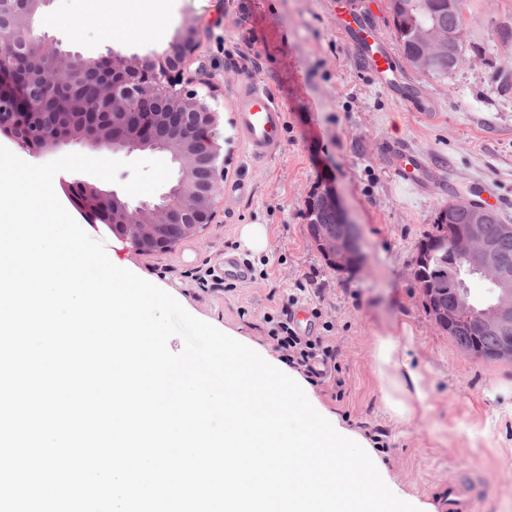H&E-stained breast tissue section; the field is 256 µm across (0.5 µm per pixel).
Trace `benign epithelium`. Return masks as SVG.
<instances>
[{
    "instance_id": "obj_1",
    "label": "benign epithelium",
    "mask_w": 512,
    "mask_h": 512,
    "mask_svg": "<svg viewBox=\"0 0 512 512\" xmlns=\"http://www.w3.org/2000/svg\"><path fill=\"white\" fill-rule=\"evenodd\" d=\"M192 29L179 37L167 50L148 58L124 56L114 50L97 59H84L58 48L46 35L35 33L34 20H29L19 34L1 27L0 42L18 47L33 61L32 70L21 75L6 64H0V131L9 135L25 150L39 152L53 150L69 142H78L93 152L157 151L172 145L181 150L172 154L179 165L180 177L176 184L156 202H140L132 206L122 201L116 192L103 191L89 184H81L82 195L89 201L83 208L90 222L101 209L107 211L112 222L124 228L121 238L141 249L151 245L164 250L173 244L168 226L179 224L183 235L196 233L217 217V197L224 177V165L219 163L221 147L214 140L219 123V112L210 103L214 95L201 96L183 83L185 66L194 54L196 43ZM422 51L412 58L413 66L424 70L431 57L443 48L448 49V66L457 64L455 45L465 40L459 31L450 35L436 28L422 27L416 31ZM103 78L106 88L97 101V112L78 127L59 126L48 133L39 146H29L30 140L21 134L31 121L41 116L50 102L59 105L66 101L77 65ZM174 100L177 120L171 122L167 114L157 108L159 101ZM168 123L166 141H159L157 127ZM314 205L332 213L336 231L317 238V247L326 262L340 271L358 266L362 255L351 224L336 192L329 186L317 188ZM489 213L474 210L470 227L460 233H451L441 225L428 248L441 251V257L465 255L472 271L481 274L496 288V301L483 310H468L465 303L431 308L436 323L456 326L468 323L476 330L495 329L503 340L495 351L479 349L470 355L482 360H512V268L504 265L497 253L495 240L484 235Z\"/></svg>"
}]
</instances>
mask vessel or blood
<instances>
[{"mask_svg": "<svg viewBox=\"0 0 512 512\" xmlns=\"http://www.w3.org/2000/svg\"><path fill=\"white\" fill-rule=\"evenodd\" d=\"M337 25L374 83L397 99L416 105L419 111H430L429 101L403 75L374 16L354 11L349 18L339 19ZM237 96L239 124L250 155L261 159L276 153L283 144L284 131V109L279 95L252 81L238 90ZM385 153L393 171L406 186L422 191L430 181L436 180V169L405 143L388 142ZM472 195L475 204L493 210L512 203L487 182L475 187ZM438 497L443 512H475L477 495L472 485L449 482L440 489Z\"/></svg>", "mask_w": 512, "mask_h": 512, "instance_id": "vessel-or-blood-1", "label": "vessel or blood"}]
</instances>
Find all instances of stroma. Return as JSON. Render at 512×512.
<instances>
[{
	"instance_id": "obj_1",
	"label": "stroma",
	"mask_w": 512,
	"mask_h": 512,
	"mask_svg": "<svg viewBox=\"0 0 512 512\" xmlns=\"http://www.w3.org/2000/svg\"><path fill=\"white\" fill-rule=\"evenodd\" d=\"M165 37H137L111 45L87 22L85 0H48L39 32L63 50L95 59L117 48L149 57L168 49L187 28L197 49L188 76L199 93L214 91L220 114L224 179L219 216L167 251L140 252L106 227H94L64 190L76 180L60 172L54 189L79 226L103 241L111 261L170 293L194 317L248 339L282 360L271 320L289 294L309 314L308 332L330 335L344 396L330 384L311 395L341 425L365 440L380 436L387 480L420 512H437L434 489L459 478L475 485L476 512H512V361H485L462 352L426 312L414 276L417 247L448 203L443 185L415 193L401 184L380 147L401 139L443 165L446 178L468 196L472 182L493 184L512 198V0H463L467 60L445 78L403 63L434 107L415 111L376 86L336 28V0H169ZM70 17L58 27L54 14ZM257 80L277 91L286 116L279 152L253 159L237 128L235 93ZM332 186L356 224L363 265L336 272L325 264L307 231L306 201ZM267 227L268 247L241 248L238 228ZM234 256L245 280L219 276ZM409 326L403 348L428 380L405 419L392 416L372 351L382 336Z\"/></svg>"
}]
</instances>
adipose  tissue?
Here are the masks:
<instances>
[{"mask_svg":"<svg viewBox=\"0 0 512 512\" xmlns=\"http://www.w3.org/2000/svg\"><path fill=\"white\" fill-rule=\"evenodd\" d=\"M88 18L99 26L109 41L124 42L129 34L154 39L165 31L166 0H150L151 9L139 6L140 0H89ZM378 375L386 385L385 400L394 417L403 419L412 412L411 400L422 397L426 379L412 368L401 354L397 338L379 339L373 350Z\"/></svg>","mask_w":512,"mask_h":512,"instance_id":"1","label":"adipose tissue"}]
</instances>
